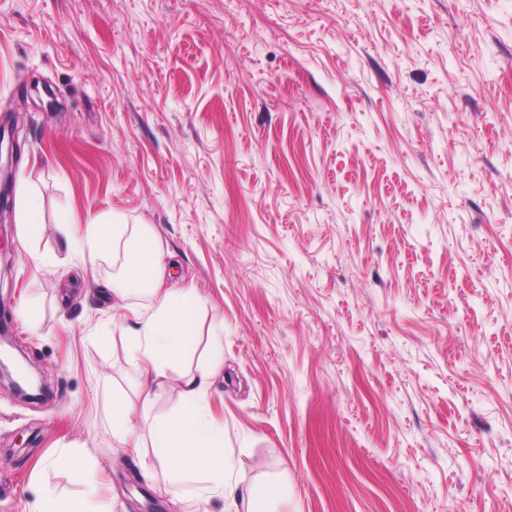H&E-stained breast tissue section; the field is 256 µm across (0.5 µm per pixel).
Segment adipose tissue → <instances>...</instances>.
<instances>
[{
    "label": "adipose tissue",
    "mask_w": 512,
    "mask_h": 512,
    "mask_svg": "<svg viewBox=\"0 0 512 512\" xmlns=\"http://www.w3.org/2000/svg\"><path fill=\"white\" fill-rule=\"evenodd\" d=\"M128 248L132 258L121 278L125 291L150 289L163 266L157 240L144 232L130 241ZM194 334L195 322L186 304L175 301L170 293H155L149 313L141 318L130 339L131 348L140 352L145 362L138 383L140 400L112 402L115 434L131 448L141 446L133 416L138 410H149L153 394L163 387L168 369L180 362ZM213 373L210 367L195 373H179L177 381L183 403L173 414L154 423V454L160 462L168 464L169 481L183 500L196 502L195 488L203 484L208 491L223 494L232 501L240 500L242 512H272L281 497L277 486L268 485L241 498L226 479L233 463L224 451V432L211 420L202 402Z\"/></svg>",
    "instance_id": "ef3b65f1"
}]
</instances>
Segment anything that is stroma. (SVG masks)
Listing matches in <instances>:
<instances>
[{
    "instance_id": "35a3bbf8",
    "label": "stroma",
    "mask_w": 512,
    "mask_h": 512,
    "mask_svg": "<svg viewBox=\"0 0 512 512\" xmlns=\"http://www.w3.org/2000/svg\"><path fill=\"white\" fill-rule=\"evenodd\" d=\"M9 120L0 307L52 394L0 381V512H185L151 436L180 386L140 450L105 415L143 366L153 299L114 268L144 229L195 315L181 370H219L229 482L278 512H512V0H0ZM117 224H91L86 232V244L92 255L110 252L115 243ZM39 512H99L91 510L87 500H66L54 496L52 493L43 500V509Z\"/></svg>"
}]
</instances>
